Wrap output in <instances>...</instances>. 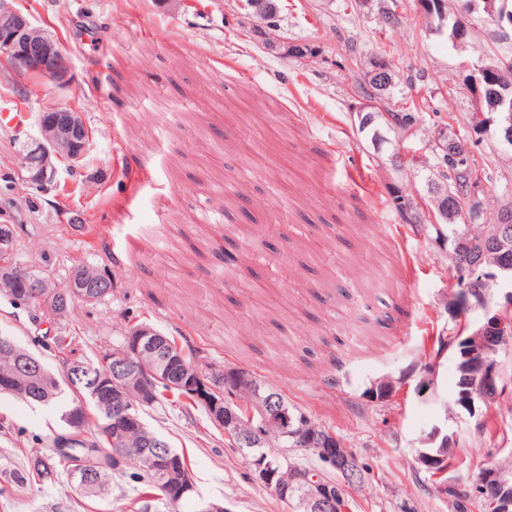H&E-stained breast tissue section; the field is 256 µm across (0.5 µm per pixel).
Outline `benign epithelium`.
I'll return each mask as SVG.
<instances>
[{"label": "benign epithelium", "instance_id": "benign-epithelium-1", "mask_svg": "<svg viewBox=\"0 0 512 512\" xmlns=\"http://www.w3.org/2000/svg\"><path fill=\"white\" fill-rule=\"evenodd\" d=\"M268 0H249L252 8V31L260 35L264 49L269 52L283 53L284 40L277 34V28L265 24L264 18L273 14L267 6ZM498 29L507 34L512 31V5L509 0H501L499 12L495 16ZM0 57L12 62L19 73H38L60 84L70 78V62L61 51L57 41L30 15L15 6V0H0ZM367 79L377 85V97L358 110L359 125L367 128L377 120H390V116L379 109V101L390 93L393 80L387 68L376 60L368 70ZM474 125L481 132L494 130V135L503 144L512 143V119L506 118L496 124L480 112L474 119ZM435 141L443 148L459 146L460 155L470 151L468 143L438 130ZM72 147V159H81L87 149L86 124L80 113L69 108L57 107L45 111L38 118V132L21 142L18 152L20 171L30 174V178L43 186L54 184L57 168L55 161L60 158L61 147ZM441 204L433 212L432 220L436 224L453 223L463 216L465 209L460 201L440 193ZM481 256L493 255L496 261L490 269V281L503 293L505 304L512 303V206L501 209V220L492 225L485 234L468 245ZM0 276L5 280L21 281L25 284L23 298L39 299L43 303L54 305L52 318L65 315L68 299L94 301L106 295L103 288H112L107 275L93 288L81 284L70 295L53 287V282L31 269L11 260H0ZM512 332V323L501 318L499 312H486L484 321L471 334L461 337L469 343L471 369L480 375L481 388L473 393L461 394V397H477L489 402L497 393L498 372L491 364L492 357ZM157 332L149 326H139L128 331L122 341L106 352L104 363H112V368L98 377L91 387L93 397L99 402L107 415L104 434L112 440V464L120 467L130 449L124 446L127 429L141 425L138 410L152 404L154 389L147 383L149 376L156 375L159 364L180 366L177 388L204 406L215 425L224 433L238 440L242 445L251 442L253 435L242 432V419L235 410L237 394L244 388L254 387L250 374H241L229 367L213 363L187 365L183 359L170 353L161 354L154 346ZM46 375L43 365L33 356H24L15 362L11 371L0 374V391L15 394L22 398L34 397L27 390L29 384ZM136 393V399L130 394ZM250 417L257 418L266 427H273L282 436L294 437V423L277 403V397L266 393L255 394L250 399ZM302 442L315 449L325 464L335 472L337 479L311 477L301 470H291L283 475V463L273 462L266 457H258L252 463L251 480L262 487L272 490L277 496L289 502L294 512H348L345 486L353 481L357 474L354 458L343 448L335 435L325 436L324 430L317 425L303 434ZM152 451L146 455L156 483L164 487L170 498L180 499L195 492L196 485L190 470L181 458L169 451H162L164 444L154 441L149 444ZM418 467L433 473L432 480L438 495L447 498L448 480L444 474L448 464L433 456L418 453ZM508 469L491 467L484 471L476 483L483 493H490L494 512H512V487L507 479Z\"/></svg>", "mask_w": 512, "mask_h": 512}]
</instances>
